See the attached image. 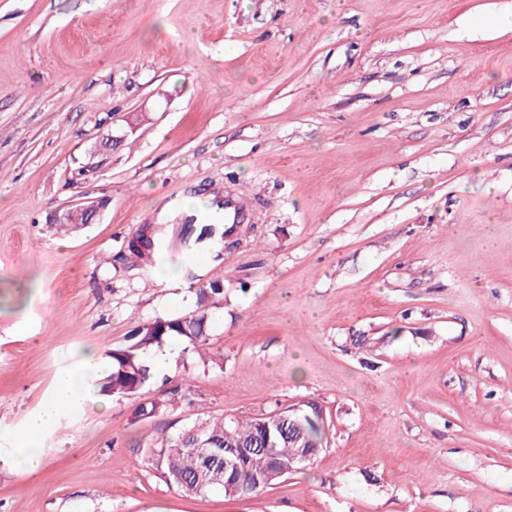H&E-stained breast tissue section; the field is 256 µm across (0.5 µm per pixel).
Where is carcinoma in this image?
Listing matches in <instances>:
<instances>
[{
	"label": "carcinoma",
	"instance_id": "carcinoma-1",
	"mask_svg": "<svg viewBox=\"0 0 512 512\" xmlns=\"http://www.w3.org/2000/svg\"><path fill=\"white\" fill-rule=\"evenodd\" d=\"M227 228L223 224H198L192 217L176 228L177 237L195 250L210 252L211 243L224 238ZM153 247L148 251L132 245L126 246V256L150 267L155 258L168 248L165 233L152 234ZM224 302V289L212 282L198 291L196 308L169 319H155L138 326L127 343L108 351L110 368L99 379V392L117 397L132 398L153 381L148 353L167 343L182 346V352H198L206 345L207 331L217 310ZM325 421L318 415L301 419V431L288 434V424L271 427V438L262 430L261 418L237 420L235 418L196 419L173 429L157 448L152 450V464L162 470L170 484L193 496H204L221 491L226 497L246 496L274 485L278 478L267 477L270 457L281 462L295 456L304 448L322 447ZM250 449L247 467L237 479L236 486L228 489L224 477V445Z\"/></svg>",
	"mask_w": 512,
	"mask_h": 512
}]
</instances>
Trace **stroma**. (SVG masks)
<instances>
[{
    "label": "stroma",
    "instance_id": "35a3bbf8",
    "mask_svg": "<svg viewBox=\"0 0 512 512\" xmlns=\"http://www.w3.org/2000/svg\"><path fill=\"white\" fill-rule=\"evenodd\" d=\"M124 117L133 147L76 176ZM218 190L247 221L200 283L124 261ZM82 199L108 205L53 223ZM214 280L207 359L63 410L22 473L56 372ZM302 399L327 440L260 493L150 463L171 426ZM0 512H512V0H0Z\"/></svg>",
    "mask_w": 512,
    "mask_h": 512
}]
</instances>
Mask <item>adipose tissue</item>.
Instances as JSON below:
<instances>
[{"mask_svg": "<svg viewBox=\"0 0 512 512\" xmlns=\"http://www.w3.org/2000/svg\"><path fill=\"white\" fill-rule=\"evenodd\" d=\"M80 360L82 369L64 367L57 371L51 392L36 412L26 415L24 432L28 442H37L54 424L63 408L81 409L97 402V382L102 375L99 360L91 350L84 352Z\"/></svg>", "mask_w": 512, "mask_h": 512, "instance_id": "obj_1", "label": "adipose tissue"}]
</instances>
